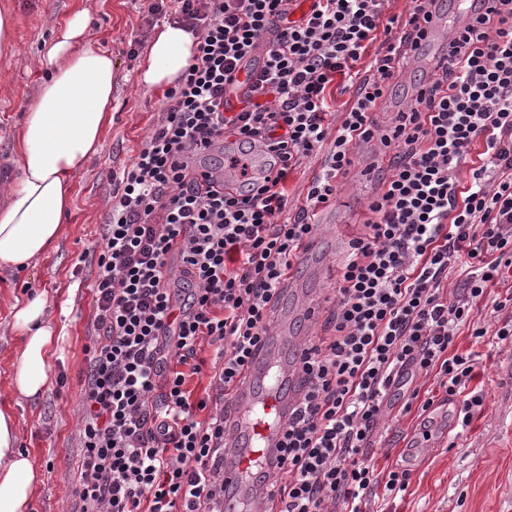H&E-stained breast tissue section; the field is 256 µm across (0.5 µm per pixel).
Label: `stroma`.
<instances>
[{"label":"stroma","instance_id":"35a3bbf8","mask_svg":"<svg viewBox=\"0 0 512 512\" xmlns=\"http://www.w3.org/2000/svg\"><path fill=\"white\" fill-rule=\"evenodd\" d=\"M15 16V51L0 54V181L17 171L15 133L43 77L41 49L53 23L73 11L88 10L89 39L111 54L116 65L112 122L100 152L75 178L74 201L58 249L26 275L0 274V408L12 411L20 430V449L42 473L32 512H74L73 491L80 453L77 422L81 389L88 371L85 348L95 332L92 266L84 260L100 241L112 205V173L131 164L162 109L164 92L146 89L138 63L127 56L133 37L150 38L141 0H0ZM354 179L344 181L332 203L344 221L336 225L337 243L361 231L368 219L365 199L355 194ZM47 292L56 331L50 348L53 384L37 403L16 404L10 393L14 353L19 339L9 327L15 300ZM460 351L480 356L472 386L483 396L467 428L457 425L458 401L449 399L436 380L426 382L435 402L437 428L421 456L408 455L411 434L421 418L394 404L369 456L376 469L397 467L411 474L410 485L389 512H512V346L473 344L460 335Z\"/></svg>","mask_w":512,"mask_h":512}]
</instances>
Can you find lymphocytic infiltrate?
<instances>
[{"instance_id": "1", "label": "lymphocytic infiltrate", "mask_w": 512, "mask_h": 512, "mask_svg": "<svg viewBox=\"0 0 512 512\" xmlns=\"http://www.w3.org/2000/svg\"><path fill=\"white\" fill-rule=\"evenodd\" d=\"M312 0L289 19L290 0H146L149 19L191 33L196 50L150 135L114 179L96 261L93 327L82 389L77 512H224V413L269 308L320 214L379 140L392 158L370 218L339 264L329 337L310 338L304 388L272 464L277 512H371L375 498L407 491L405 470L369 458L391 398L428 411L414 386L437 377L467 395L475 341L512 343V292L488 299L512 270V0L466 23L449 20L447 61L418 76L419 97L388 124L377 114L402 77L433 0ZM375 57L369 76L357 65ZM252 85L224 111L235 76ZM352 94L344 111L334 85ZM235 138L226 167L235 191L200 192L192 158ZM277 157L276 174L249 180L252 142ZM319 171L291 208L289 174L314 155ZM490 302L489 321L474 308ZM215 350L212 363L198 357ZM207 374L194 398L190 376Z\"/></svg>"}]
</instances>
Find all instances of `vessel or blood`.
<instances>
[{
    "label": "vessel or blood",
    "mask_w": 512,
    "mask_h": 512,
    "mask_svg": "<svg viewBox=\"0 0 512 512\" xmlns=\"http://www.w3.org/2000/svg\"><path fill=\"white\" fill-rule=\"evenodd\" d=\"M451 34L441 12H434L424 40L429 53L418 56L417 64L430 69L446 57ZM321 236L304 246L301 275L290 276L281 287L282 298L299 301L304 324L313 323L317 308L310 302L304 284L321 279L324 256ZM271 328L255 348L232 393V406L224 422V485L226 512H268L269 484L255 479L252 471L265 456L275 452L282 439L281 428L298 406L302 374L299 357L303 340L288 329V318L280 303L274 304Z\"/></svg>",
    "instance_id": "obj_1"
}]
</instances>
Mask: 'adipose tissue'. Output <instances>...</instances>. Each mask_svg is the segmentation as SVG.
Wrapping results in <instances>:
<instances>
[{
    "instance_id": "ef3b65f1",
    "label": "adipose tissue",
    "mask_w": 512,
    "mask_h": 512,
    "mask_svg": "<svg viewBox=\"0 0 512 512\" xmlns=\"http://www.w3.org/2000/svg\"><path fill=\"white\" fill-rule=\"evenodd\" d=\"M90 16L73 12L52 28L41 53L46 75L20 125L15 148L21 175L0 184V270L26 273L57 250L71 210L75 177L101 147L112 121L114 62L87 42ZM193 54V37L172 24L156 30L140 64L147 88L174 85ZM12 332L20 336L11 391L35 402L49 391L47 362L54 327L40 294L11 307ZM18 423L0 409V512H30L39 474L20 451Z\"/></svg>"
}]
</instances>
